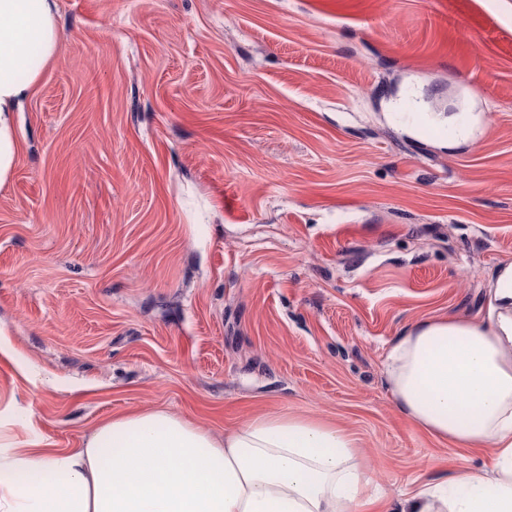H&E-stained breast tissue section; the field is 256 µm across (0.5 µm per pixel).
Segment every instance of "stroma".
<instances>
[{"instance_id": "obj_1", "label": "stroma", "mask_w": 512, "mask_h": 512, "mask_svg": "<svg viewBox=\"0 0 512 512\" xmlns=\"http://www.w3.org/2000/svg\"><path fill=\"white\" fill-rule=\"evenodd\" d=\"M0 187V439L164 409L355 439L399 512L463 452L383 363L512 261V0H55ZM467 113L468 143L401 113Z\"/></svg>"}]
</instances>
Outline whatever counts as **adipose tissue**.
Listing matches in <instances>:
<instances>
[{"mask_svg": "<svg viewBox=\"0 0 512 512\" xmlns=\"http://www.w3.org/2000/svg\"><path fill=\"white\" fill-rule=\"evenodd\" d=\"M54 0H0V185L16 162L13 116L60 40ZM399 410L455 447L489 448L421 488L402 512H512V262L489 278L480 320L431 318L390 346ZM354 439L314 417L267 412L218 436L151 410L113 417L83 447L41 436L0 445V512H370Z\"/></svg>", "mask_w": 512, "mask_h": 512, "instance_id": "ef3b65f1", "label": "adipose tissue"}]
</instances>
